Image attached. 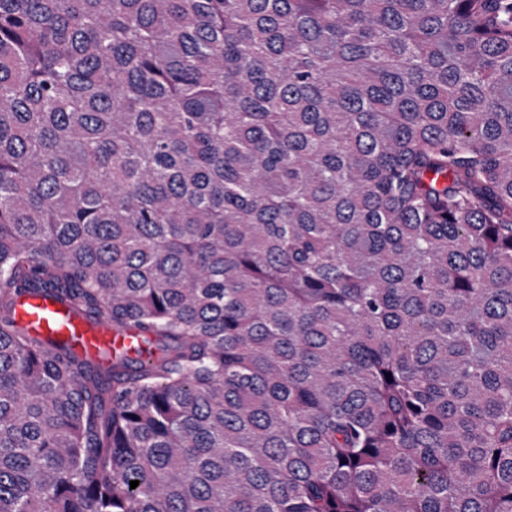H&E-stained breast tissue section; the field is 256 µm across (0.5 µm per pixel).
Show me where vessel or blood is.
Instances as JSON below:
<instances>
[{"instance_id": "b4317fda", "label": "vessel or blood", "mask_w": 512, "mask_h": 512, "mask_svg": "<svg viewBox=\"0 0 512 512\" xmlns=\"http://www.w3.org/2000/svg\"><path fill=\"white\" fill-rule=\"evenodd\" d=\"M14 320L28 335L69 342L76 352L100 362L104 361L106 353H132L140 345L136 329L117 331L105 323L89 322L68 304L56 301L48 292L19 295L14 307Z\"/></svg>"}]
</instances>
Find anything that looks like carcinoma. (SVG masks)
I'll list each match as a JSON object with an SVG mask.
<instances>
[{
	"label": "carcinoma",
	"mask_w": 512,
	"mask_h": 512,
	"mask_svg": "<svg viewBox=\"0 0 512 512\" xmlns=\"http://www.w3.org/2000/svg\"><path fill=\"white\" fill-rule=\"evenodd\" d=\"M0 512H512V0H0ZM14 320L30 336L67 341L76 352L104 365L107 352L134 353L141 343L136 329L117 331L106 323H91L68 304L56 301L49 292L19 295Z\"/></svg>",
	"instance_id": "cac0c4a2"
}]
</instances>
